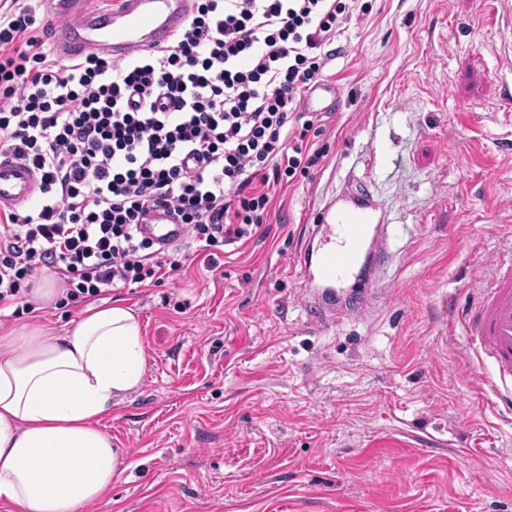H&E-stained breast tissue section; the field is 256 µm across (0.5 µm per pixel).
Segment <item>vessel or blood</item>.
<instances>
[{
    "instance_id": "b4317fda",
    "label": "vessel or blood",
    "mask_w": 512,
    "mask_h": 512,
    "mask_svg": "<svg viewBox=\"0 0 512 512\" xmlns=\"http://www.w3.org/2000/svg\"><path fill=\"white\" fill-rule=\"evenodd\" d=\"M193 0H114L97 8L92 0H50L57 25L51 30L53 49L67 59L88 52L121 60L158 45L182 31L192 15ZM309 112H333L341 104L336 82L311 83L304 98ZM35 172L9 154L0 153V208H21L36 194ZM384 206L369 195L346 190L321 210L312 234L320 247L306 245L299 256L309 316L318 327H331L356 312L368 311L376 286L363 295L341 300L337 289L359 279L371 251L385 252ZM139 232L159 244L181 241L183 225L157 219L140 225ZM448 324L461 327L471 358L492 361L491 376L471 373V380L488 387V394L504 409L512 408V239L487 263L484 277L467 292L463 305L448 302Z\"/></svg>"
}]
</instances>
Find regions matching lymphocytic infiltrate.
I'll list each match as a JSON object with an SVG mask.
<instances>
[{"label": "lymphocytic infiltrate", "instance_id": "obj_1", "mask_svg": "<svg viewBox=\"0 0 512 512\" xmlns=\"http://www.w3.org/2000/svg\"><path fill=\"white\" fill-rule=\"evenodd\" d=\"M356 0H195L172 44L112 62L49 64L31 9L0 17V151L27 163L38 199L0 211V307L27 313L35 278L57 305L183 268L138 226L161 210L207 267L269 223L275 186L307 177L323 113L301 101Z\"/></svg>", "mask_w": 512, "mask_h": 512}]
</instances>
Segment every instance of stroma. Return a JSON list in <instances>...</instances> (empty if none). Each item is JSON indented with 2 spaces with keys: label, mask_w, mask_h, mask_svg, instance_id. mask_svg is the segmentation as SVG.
Listing matches in <instances>:
<instances>
[{
  "label": "stroma",
  "mask_w": 512,
  "mask_h": 512,
  "mask_svg": "<svg viewBox=\"0 0 512 512\" xmlns=\"http://www.w3.org/2000/svg\"><path fill=\"white\" fill-rule=\"evenodd\" d=\"M360 2L326 47L342 106L321 166L217 271L113 290L149 359L102 421L126 470L90 512H512V412L445 309L512 236L491 0ZM350 179L387 209L391 260L372 310L322 329L297 255Z\"/></svg>",
  "instance_id": "stroma-1"
}]
</instances>
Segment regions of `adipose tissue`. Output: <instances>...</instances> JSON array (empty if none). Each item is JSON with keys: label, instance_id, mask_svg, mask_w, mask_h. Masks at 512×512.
Instances as JSON below:
<instances>
[{"label": "adipose tissue", "instance_id": "obj_1", "mask_svg": "<svg viewBox=\"0 0 512 512\" xmlns=\"http://www.w3.org/2000/svg\"><path fill=\"white\" fill-rule=\"evenodd\" d=\"M148 364L142 326L122 300L94 302L63 329L0 336V503L10 512H84L123 473L100 426Z\"/></svg>", "mask_w": 512, "mask_h": 512}]
</instances>
